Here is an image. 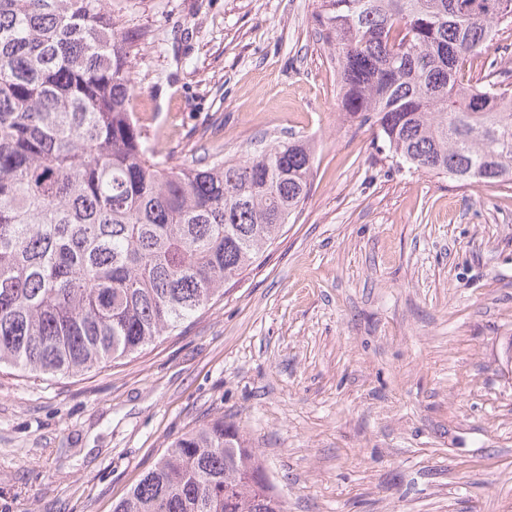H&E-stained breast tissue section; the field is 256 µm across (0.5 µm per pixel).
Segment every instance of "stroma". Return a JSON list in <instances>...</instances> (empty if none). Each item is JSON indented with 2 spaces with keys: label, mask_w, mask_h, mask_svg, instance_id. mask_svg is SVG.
<instances>
[{
  "label": "stroma",
  "mask_w": 512,
  "mask_h": 512,
  "mask_svg": "<svg viewBox=\"0 0 512 512\" xmlns=\"http://www.w3.org/2000/svg\"><path fill=\"white\" fill-rule=\"evenodd\" d=\"M318 0H107L175 162L315 146L310 196L203 313L78 376L0 369V512H112L221 417L286 512H512V185L396 165L344 120ZM512 72V31L466 83Z\"/></svg>",
  "instance_id": "obj_1"
}]
</instances>
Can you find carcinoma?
<instances>
[{
	"label": "carcinoma",
	"mask_w": 512,
	"mask_h": 512,
	"mask_svg": "<svg viewBox=\"0 0 512 512\" xmlns=\"http://www.w3.org/2000/svg\"><path fill=\"white\" fill-rule=\"evenodd\" d=\"M342 115L396 163L512 185V88L463 83L512 0H321ZM104 0H0V365L77 374L204 310L309 198L307 140L171 162L129 112ZM113 512H284L238 426L175 439Z\"/></svg>",
	"instance_id": "1"
}]
</instances>
